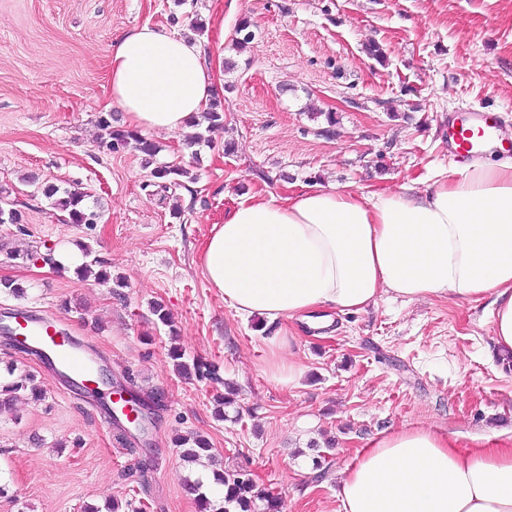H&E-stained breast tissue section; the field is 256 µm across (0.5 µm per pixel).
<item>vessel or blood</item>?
<instances>
[{
    "label": "vessel or blood",
    "instance_id": "obj_1",
    "mask_svg": "<svg viewBox=\"0 0 512 512\" xmlns=\"http://www.w3.org/2000/svg\"><path fill=\"white\" fill-rule=\"evenodd\" d=\"M499 125L494 112H471L448 125V149L455 156L468 159L479 154L482 139L493 138ZM15 332L24 345L48 352L59 370L68 375L88 380L93 369L88 358L71 343L61 341L57 326L47 320L24 318L17 323Z\"/></svg>",
    "mask_w": 512,
    "mask_h": 512
}]
</instances>
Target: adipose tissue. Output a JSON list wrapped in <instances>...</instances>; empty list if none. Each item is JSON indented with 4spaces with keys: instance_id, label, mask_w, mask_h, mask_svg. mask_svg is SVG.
I'll return each instance as SVG.
<instances>
[{
    "instance_id": "adipose-tissue-1",
    "label": "adipose tissue",
    "mask_w": 512,
    "mask_h": 512,
    "mask_svg": "<svg viewBox=\"0 0 512 512\" xmlns=\"http://www.w3.org/2000/svg\"><path fill=\"white\" fill-rule=\"evenodd\" d=\"M109 96L129 128L179 132L217 90L200 44L143 24L111 46ZM209 287L237 315L317 329L331 312L384 299L490 301L492 341L512 355V158L486 156L396 191L317 186L241 197L199 252ZM290 334L271 339L270 376L295 388L305 368ZM344 512H512V448L460 451L433 428L403 429L345 467Z\"/></svg>"
}]
</instances>
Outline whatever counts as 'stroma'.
I'll list each match as a JSON object with an SVG mask.
<instances>
[{
    "label": "stroma",
    "instance_id": "stroma-1",
    "mask_svg": "<svg viewBox=\"0 0 512 512\" xmlns=\"http://www.w3.org/2000/svg\"><path fill=\"white\" fill-rule=\"evenodd\" d=\"M173 14L188 37L194 20L206 22L195 36L209 61L236 67L220 78L224 122L209 145L153 134L156 164L189 171L165 190L138 155L101 144L99 119L114 40ZM244 18L253 37L241 48ZM372 41L385 62L366 53ZM466 110L502 114L512 139V0H0V194L22 214L0 224V280L25 290L0 292V319L41 313L114 384L161 397L147 436L129 447L99 404L0 342V368L33 372L47 391L0 414V512L115 500L124 512H197L178 435L208 439L220 469L249 470L278 512H342L339 472L400 429L433 428L463 452L480 436L512 448V369L497 358L488 303L386 299L335 316L326 337L300 333L293 350L306 372L285 390L265 372L285 321L238 316L197 266L212 225L242 195L397 190L454 167L444 130ZM33 177L84 193L100 222H64ZM176 205L182 218L170 215ZM79 242L123 288L50 267L47 254ZM17 249L32 258L8 259ZM157 301L173 327L156 320ZM175 347L215 366L217 379L179 376ZM227 394L233 403L216 418Z\"/></svg>",
    "mask_w": 512,
    "mask_h": 512
}]
</instances>
